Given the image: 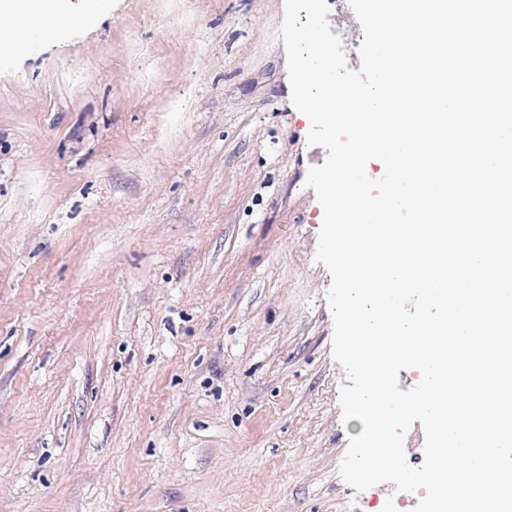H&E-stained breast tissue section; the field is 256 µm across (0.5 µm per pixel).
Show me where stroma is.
<instances>
[{
  "mask_svg": "<svg viewBox=\"0 0 512 512\" xmlns=\"http://www.w3.org/2000/svg\"><path fill=\"white\" fill-rule=\"evenodd\" d=\"M282 20L111 0L0 51V512H413L339 475L362 427Z\"/></svg>",
  "mask_w": 512,
  "mask_h": 512,
  "instance_id": "stroma-1",
  "label": "stroma"
}]
</instances>
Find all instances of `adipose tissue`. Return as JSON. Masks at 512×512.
Returning a JSON list of instances; mask_svg holds the SVG:
<instances>
[{"mask_svg":"<svg viewBox=\"0 0 512 512\" xmlns=\"http://www.w3.org/2000/svg\"><path fill=\"white\" fill-rule=\"evenodd\" d=\"M107 9L108 0H0V16H17L33 22L23 37L16 30L0 27V47H12L21 40L30 49L39 45L49 33L48 28L42 26V19L78 15L87 20Z\"/></svg>","mask_w":512,"mask_h":512,"instance_id":"adipose-tissue-1","label":"adipose tissue"}]
</instances>
